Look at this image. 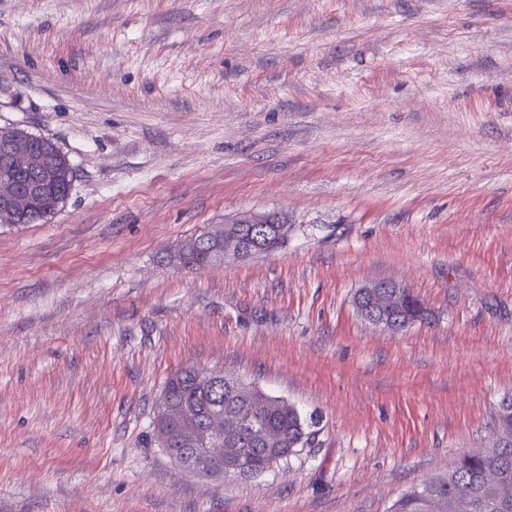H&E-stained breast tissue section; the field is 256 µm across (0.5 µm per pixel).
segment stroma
<instances>
[{
  "label": "stroma",
  "instance_id": "stroma-1",
  "mask_svg": "<svg viewBox=\"0 0 512 512\" xmlns=\"http://www.w3.org/2000/svg\"><path fill=\"white\" fill-rule=\"evenodd\" d=\"M73 189L0 224V512H389L492 445L512 395V0H0V128ZM270 254L169 263L238 213ZM405 284L393 334L354 306ZM293 404L307 443L186 473L175 372ZM424 310V308H423ZM425 316V310L423 312V317ZM422 317V307L421 303L418 299L413 298L404 308L402 312L396 314L395 319L393 321L395 325L394 330L404 331L410 328L417 321H422L424 318Z\"/></svg>",
  "mask_w": 512,
  "mask_h": 512
}]
</instances>
